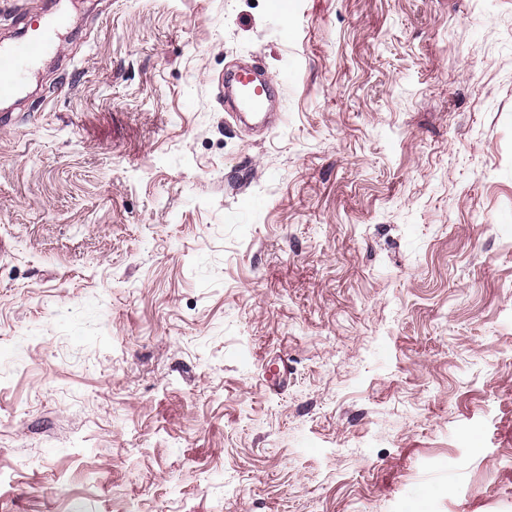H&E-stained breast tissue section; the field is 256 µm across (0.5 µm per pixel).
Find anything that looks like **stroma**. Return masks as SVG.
<instances>
[{
    "mask_svg": "<svg viewBox=\"0 0 512 512\" xmlns=\"http://www.w3.org/2000/svg\"><path fill=\"white\" fill-rule=\"evenodd\" d=\"M60 7L0 123V512H512V0ZM240 112H261L275 87L280 92L286 89V80L281 79L277 86L267 80H258L251 72L242 71L235 77Z\"/></svg>",
    "mask_w": 512,
    "mask_h": 512,
    "instance_id": "35a3bbf8",
    "label": "stroma"
}]
</instances>
